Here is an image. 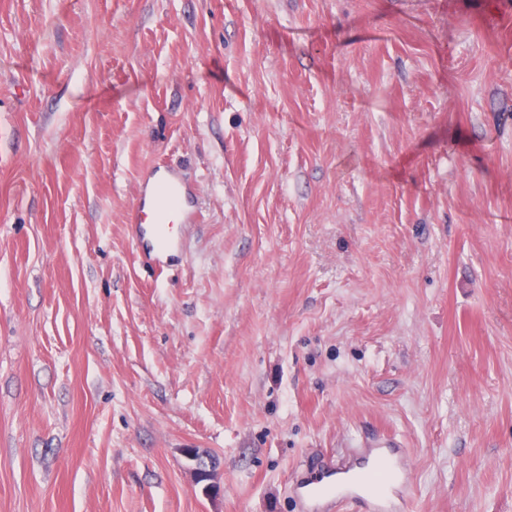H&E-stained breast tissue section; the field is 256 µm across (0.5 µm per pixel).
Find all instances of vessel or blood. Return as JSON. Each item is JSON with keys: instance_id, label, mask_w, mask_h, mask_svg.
Masks as SVG:
<instances>
[{"instance_id": "1", "label": "vessel or blood", "mask_w": 512, "mask_h": 512, "mask_svg": "<svg viewBox=\"0 0 512 512\" xmlns=\"http://www.w3.org/2000/svg\"><path fill=\"white\" fill-rule=\"evenodd\" d=\"M191 206L184 181L174 169H163L141 186L131 221L149 240L148 264L164 266L179 250L175 228L192 219ZM407 469L404 449L390 439L362 449L354 473L336 464L304 468L297 483L303 512H333L340 503H362L373 512H394L396 498L403 495Z\"/></svg>"}]
</instances>
